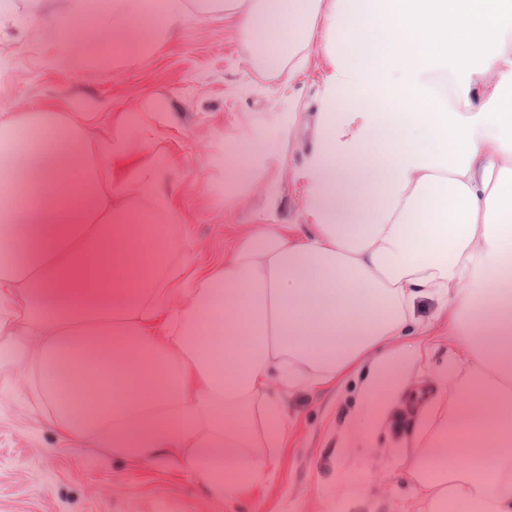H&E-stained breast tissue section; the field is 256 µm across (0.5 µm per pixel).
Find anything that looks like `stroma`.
<instances>
[{
	"instance_id": "35a3bbf8",
	"label": "stroma",
	"mask_w": 512,
	"mask_h": 512,
	"mask_svg": "<svg viewBox=\"0 0 512 512\" xmlns=\"http://www.w3.org/2000/svg\"><path fill=\"white\" fill-rule=\"evenodd\" d=\"M17 26L0 35V114L61 112L81 120L90 145L123 135L131 165L155 168L175 187L168 230L189 238L177 260L206 270L247 224H299V170L309 135L280 140L265 178L224 189L230 150L266 130L272 117L311 123L322 111L332 67L311 46L292 69L260 71L234 18L186 0L176 34L133 58L47 63L59 35L33 16L36 0H14ZM411 378L424 392L409 413L396 398L372 406L342 377L286 400L284 433L261 451L265 481L229 499L213 493L183 457L134 459L95 438L69 440L37 410L28 371L0 339V512H418L420 474L431 428L447 424L471 377L446 371L456 340L448 312L422 306Z\"/></svg>"
}]
</instances>
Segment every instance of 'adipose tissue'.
<instances>
[{
  "label": "adipose tissue",
  "mask_w": 512,
  "mask_h": 512,
  "mask_svg": "<svg viewBox=\"0 0 512 512\" xmlns=\"http://www.w3.org/2000/svg\"><path fill=\"white\" fill-rule=\"evenodd\" d=\"M236 17L245 48L275 71L319 43L332 74L304 159V223L251 224L200 274L144 273L172 252L151 235L125 249L103 219L130 189L170 210L155 169L126 168L122 138L90 155L82 124L58 112L0 118V335L17 360L41 350L31 386L70 438L93 435L140 459L182 455L213 491L263 483L257 453L284 424V399L352 372L363 400L401 391L423 325L448 311L451 363L474 378L424 460L427 512H512V0H203ZM184 0H43L60 45L91 23L134 57L171 36ZM279 134H258L230 186L256 185ZM180 296L172 306V296ZM399 348H391L393 339ZM95 418L59 411L94 382Z\"/></svg>",
  "instance_id": "1"
}]
</instances>
